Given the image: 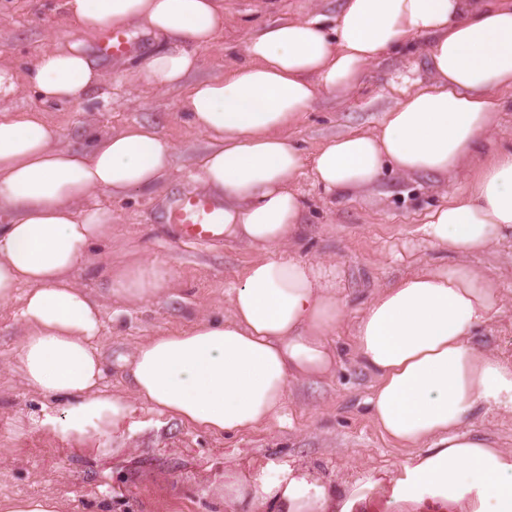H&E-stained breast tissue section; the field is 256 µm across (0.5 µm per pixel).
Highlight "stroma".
<instances>
[{
    "label": "stroma",
    "mask_w": 512,
    "mask_h": 512,
    "mask_svg": "<svg viewBox=\"0 0 512 512\" xmlns=\"http://www.w3.org/2000/svg\"><path fill=\"white\" fill-rule=\"evenodd\" d=\"M60 0H0V60L25 73L42 49L66 36L84 40L96 52L95 37L84 36L59 8ZM340 0H224V24L214 43L199 50L196 78H221L241 62L246 38L285 17L316 10L337 12ZM140 49L121 59H100L106 78L80 104L43 102L29 88L0 101L2 112H39L58 130L60 143L79 148L89 139L134 122L149 123L177 149L173 173L152 192L101 197L112 210V236L94 244L75 278L90 293L100 287L99 270L111 260L133 256L167 265L171 290L158 298L105 303L101 388L130 395L124 359L148 337L189 327L198 317L223 318L225 292L256 258L252 248L227 239L185 247L175 243L165 209L177 195L196 190L197 157L208 138L194 130L179 104L189 85L159 88L144 82L143 53L153 45L147 33L131 29ZM421 37L370 63L363 82L347 95L320 97L290 131L306 158L327 138L375 129L400 97L403 77L428 85L434 74ZM470 169L445 177L388 175L348 195H329L303 172L297 186L305 200L304 230L295 254L336 261L348 298L336 331L340 360L329 377L291 384L281 417L241 434L214 435L135 405L132 430L87 448H75L31 419L56 401L33 393L14 372L22 329L13 309L0 305V501L51 495L59 512H225V500L249 497L254 478L274 479L275 464L309 467L322 481H353L360 471L393 468L402 452L382 436L363 404L373 378L352 354L351 324L360 302L373 289L418 267L439 261L420 232L433 208L447 204L469 179ZM493 275L503 309L481 325L474 341L512 353V245L469 259Z\"/></svg>",
    "instance_id": "35a3bbf8"
}]
</instances>
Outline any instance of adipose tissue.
<instances>
[{"mask_svg": "<svg viewBox=\"0 0 512 512\" xmlns=\"http://www.w3.org/2000/svg\"><path fill=\"white\" fill-rule=\"evenodd\" d=\"M86 34L140 27L166 46L144 60L149 85L176 88L198 67L185 43L211 46L224 0H61ZM418 36L437 83L403 88L378 128L328 139L306 159L289 138L316 100L340 97L366 66ZM243 61L194 84L181 107L209 138L196 177L224 202V235L259 257L227 292L230 314L138 344L126 366L131 396L100 389L95 345L103 297L75 280L93 241L112 234L111 210L95 194L154 189L176 167L174 144L134 123L91 149L55 143L38 113L0 115V303L19 301L17 361L29 387L59 400L41 426L85 446L120 431L134 403L217 434L277 420L291 383L332 373V340L345 316L341 270L289 253L304 203V168L328 192L403 176L460 169L497 124L499 90L512 88V0H342L335 15L285 18L248 36ZM105 78L82 43L39 52L26 78L0 65V99L27 83L47 103H78ZM421 233L455 255L372 293L353 329V354L373 378L366 399L381 433L407 448L390 470L353 485L322 482L287 463L250 489L263 512H512V448L467 429L482 410L512 415V357L473 342L500 313L498 286L468 256L512 239V149L494 152L452 200L429 213ZM104 297L135 303L165 294L170 271L127 260L103 269Z\"/></svg>", "mask_w": 512, "mask_h": 512, "instance_id": "ef3b65f1", "label": "adipose tissue"}]
</instances>
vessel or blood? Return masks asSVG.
I'll return each instance as SVG.
<instances>
[{
    "instance_id": "b4317fda",
    "label": "vessel or blood",
    "mask_w": 512,
    "mask_h": 512,
    "mask_svg": "<svg viewBox=\"0 0 512 512\" xmlns=\"http://www.w3.org/2000/svg\"><path fill=\"white\" fill-rule=\"evenodd\" d=\"M100 54L117 59L135 52L136 47L125 32L112 30L102 35ZM170 225L180 243L207 244L224 237V204L202 193L180 195L171 211Z\"/></svg>"
}]
</instances>
